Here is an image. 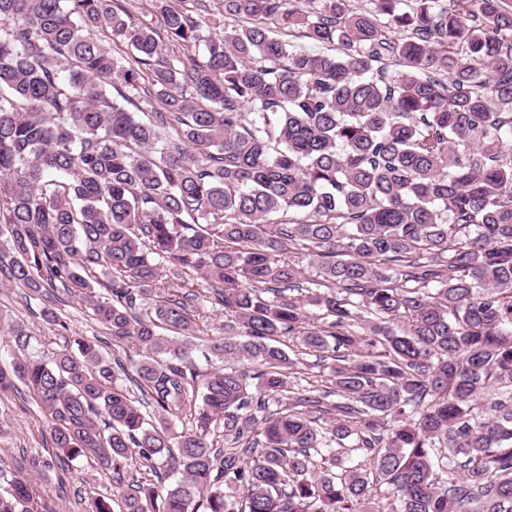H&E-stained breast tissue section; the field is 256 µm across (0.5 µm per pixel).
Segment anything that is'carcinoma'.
Returning a JSON list of instances; mask_svg holds the SVG:
<instances>
[{
    "label": "carcinoma",
    "mask_w": 512,
    "mask_h": 512,
    "mask_svg": "<svg viewBox=\"0 0 512 512\" xmlns=\"http://www.w3.org/2000/svg\"><path fill=\"white\" fill-rule=\"evenodd\" d=\"M369 2L0 0V275L127 357L75 336L0 392L47 419L31 472L112 471L88 512H512V12ZM195 291L198 295L197 306L198 312L201 314L199 318V325L201 331H196V336L206 338L207 336H218L220 335V328L224 324V311H213L211 304L207 302L209 293L206 288L207 284L201 279L195 280Z\"/></svg>",
    "instance_id": "carcinoma-1"
}]
</instances>
